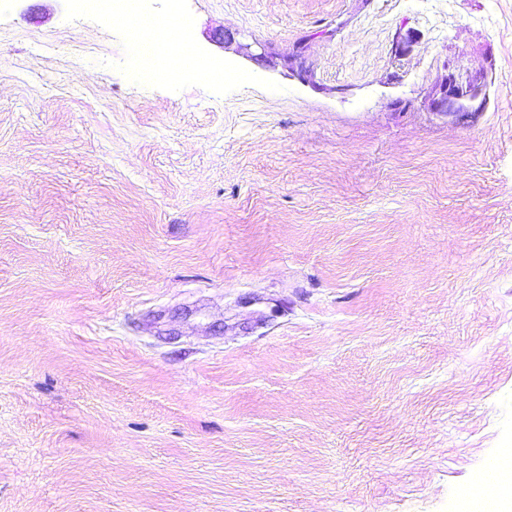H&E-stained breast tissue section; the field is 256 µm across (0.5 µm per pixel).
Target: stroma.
<instances>
[{"mask_svg":"<svg viewBox=\"0 0 512 512\" xmlns=\"http://www.w3.org/2000/svg\"><path fill=\"white\" fill-rule=\"evenodd\" d=\"M139 9L197 65L0 0V512H462L512 448V0ZM478 99V91L473 81H463L450 68L440 86V96L435 100V108L440 112H467ZM467 102V103H466Z\"/></svg>","mask_w":512,"mask_h":512,"instance_id":"obj_1","label":"stroma"}]
</instances>
